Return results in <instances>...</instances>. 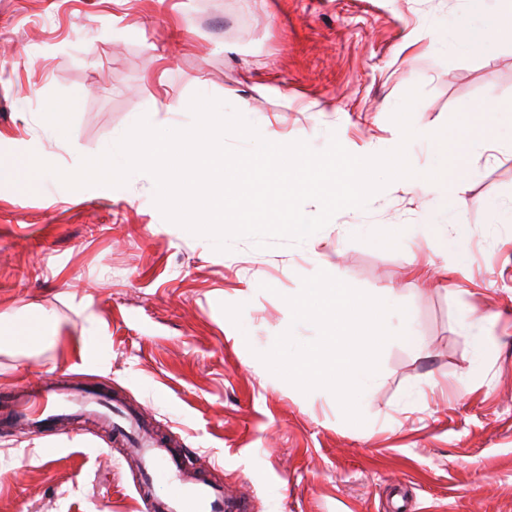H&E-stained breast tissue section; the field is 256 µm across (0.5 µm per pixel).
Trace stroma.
<instances>
[{"mask_svg": "<svg viewBox=\"0 0 512 512\" xmlns=\"http://www.w3.org/2000/svg\"><path fill=\"white\" fill-rule=\"evenodd\" d=\"M477 6L494 23L495 0H0V163L35 144L69 169L138 114L192 122L201 91L314 150L334 135L380 153L410 89L428 131L512 100V37L493 33L483 54L452 45ZM72 97L84 105L66 135L48 132L44 102ZM468 164L464 223L446 236L432 199L399 179L303 243L239 238L227 252L165 220L148 175L115 190L52 177L36 195L0 176V313L19 321L34 304L64 329L34 352L0 348V512H141L136 460L95 422L29 435L10 423L17 384L64 379L130 403L246 512H512V223L499 215L512 151L477 146ZM383 224L402 239L369 246ZM321 269L392 291L389 329L420 339L383 347L361 425L258 358L285 331L316 337L290 326L286 299ZM468 312L496 318L480 362ZM96 318L102 374L70 350Z\"/></svg>", "mask_w": 512, "mask_h": 512, "instance_id": "stroma-1", "label": "stroma"}]
</instances>
